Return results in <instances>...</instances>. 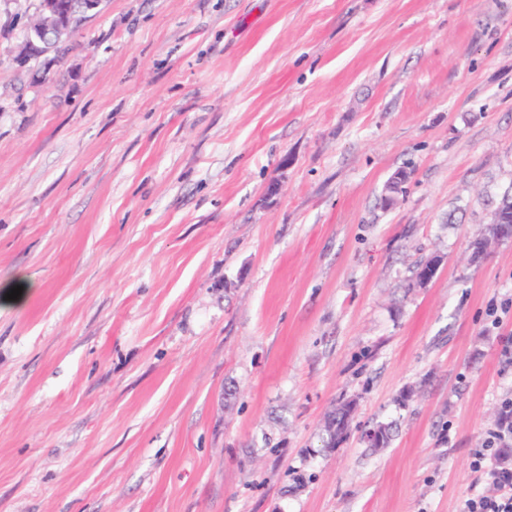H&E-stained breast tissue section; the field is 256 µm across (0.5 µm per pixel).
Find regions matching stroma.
Listing matches in <instances>:
<instances>
[{
    "label": "stroma",
    "mask_w": 512,
    "mask_h": 512,
    "mask_svg": "<svg viewBox=\"0 0 512 512\" xmlns=\"http://www.w3.org/2000/svg\"><path fill=\"white\" fill-rule=\"evenodd\" d=\"M37 7L0 0V295L36 286L0 303V512L488 492L512 238L470 243L512 192V0H103L23 67ZM355 409V403L346 402L340 404L327 414L324 421V430L328 436L329 447L333 448L344 439Z\"/></svg>",
    "instance_id": "stroma-1"
}]
</instances>
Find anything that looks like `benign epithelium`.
<instances>
[{"instance_id": "1", "label": "benign epithelium", "mask_w": 512, "mask_h": 512, "mask_svg": "<svg viewBox=\"0 0 512 512\" xmlns=\"http://www.w3.org/2000/svg\"><path fill=\"white\" fill-rule=\"evenodd\" d=\"M102 0H39L37 20L26 33L18 55L25 64L57 50L97 10Z\"/></svg>"}]
</instances>
